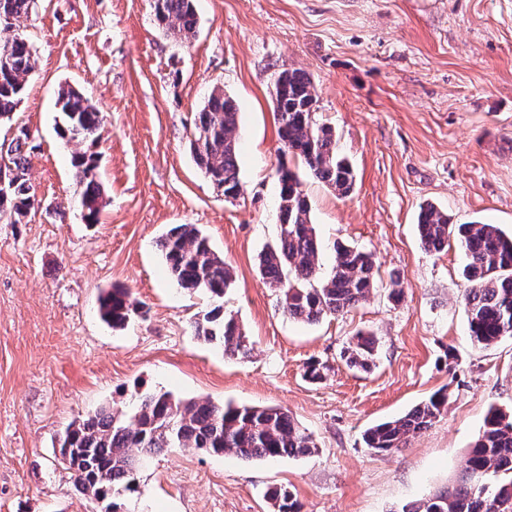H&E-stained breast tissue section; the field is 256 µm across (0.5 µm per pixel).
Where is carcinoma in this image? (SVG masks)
Wrapping results in <instances>:
<instances>
[{
  "mask_svg": "<svg viewBox=\"0 0 512 512\" xmlns=\"http://www.w3.org/2000/svg\"><path fill=\"white\" fill-rule=\"evenodd\" d=\"M34 0H0L8 22L0 24V119L11 118L35 68L32 44L21 32ZM159 26L175 39L194 36L197 19L193 0H154ZM317 95L309 76L284 71L274 83L275 111L284 156L301 161L310 176L336 194L354 189L351 165L340 156L333 127L316 118ZM62 137L95 143L103 116L74 89L61 90ZM239 112L221 88L211 92L198 114L190 152L208 178L224 192L242 191L238 170L236 129ZM28 133L19 130L7 148L0 147V175L6 193L0 195V219L18 224L34 208L26 178ZM72 163L85 189L79 200L89 224L99 223L101 187L97 156L76 153ZM279 234L259 255L264 283L278 292L284 313L304 323L349 311L365 300L376 285L373 255L344 243L333 245L334 263L320 272L322 242L311 219V206L297 174L279 163ZM417 226L422 246L435 253L455 242L466 264L468 282L463 303L471 339L488 346L512 336V235L495 224H453L433 204L420 209ZM168 271L178 286L216 298L235 282L232 268L212 250L193 224H175L157 243ZM103 319L125 326L134 304L119 287L100 299ZM195 334L215 343L230 356L249 352L247 336L236 319L219 305L194 322ZM376 342L360 335L343 353L346 364L362 370L374 365ZM136 406L126 412L100 408L68 425L59 435L60 463L73 476L75 490L94 500H110L106 509L123 512L119 498L138 492L137 471L143 460L161 448H192L210 454L234 453L244 459L309 456L316 450L312 436L288 412L275 407L220 405L210 400H183L169 392H138ZM448 405L447 391H439L405 415L365 430L363 442L375 452L404 445L428 429ZM270 512H301L302 506L286 488L266 492ZM402 512H512V413L488 411L478 439L469 449L464 473L453 486L434 493Z\"/></svg>",
  "mask_w": 512,
  "mask_h": 512,
  "instance_id": "carcinoma-1",
  "label": "carcinoma"
}]
</instances>
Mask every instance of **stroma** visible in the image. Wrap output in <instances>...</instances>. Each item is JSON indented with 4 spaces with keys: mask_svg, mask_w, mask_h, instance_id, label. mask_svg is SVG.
Instances as JSON below:
<instances>
[{
    "mask_svg": "<svg viewBox=\"0 0 512 512\" xmlns=\"http://www.w3.org/2000/svg\"><path fill=\"white\" fill-rule=\"evenodd\" d=\"M194 39L159 27L152 0H35L37 64L0 143L29 133L35 207L0 222V512H96L59 462L56 439L101 407L128 410L135 390L277 407L311 434L308 457L245 460L169 448L141 466L127 512H269L288 488L302 512H400L461 476L490 407L512 411V337L484 347L468 331L464 259L426 251L417 216L512 233V0H194ZM312 80L319 121L352 164L344 198L307 177L321 238L371 252L366 301L313 324L289 319L258 270L277 235L279 72ZM104 119L93 146L61 138L60 88ZM238 108L241 194L225 198L189 142L211 90ZM99 158L100 221L85 223L72 152ZM196 225L235 272L222 301L178 287L158 240ZM399 277L402 294L390 296ZM126 288L136 307L112 327L98 299ZM223 304L253 345L226 356L193 322ZM361 334L371 370L346 366ZM324 367L322 381L304 376ZM447 390L435 423L389 452L364 431Z\"/></svg>",
    "mask_w": 512,
    "mask_h": 512,
    "instance_id": "stroma-1",
    "label": "stroma"
}]
</instances>
